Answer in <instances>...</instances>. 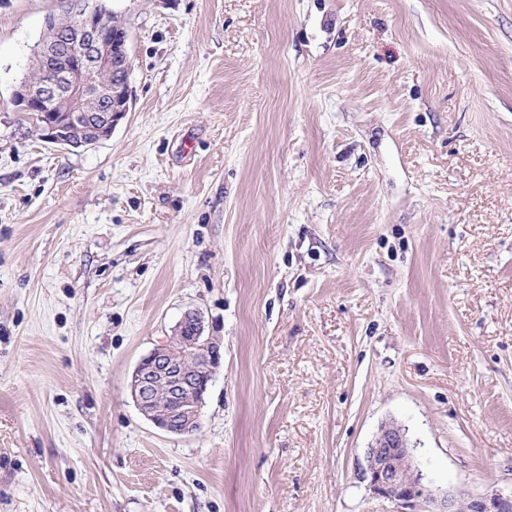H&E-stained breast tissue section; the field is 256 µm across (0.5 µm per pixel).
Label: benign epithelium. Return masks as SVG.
<instances>
[{
	"instance_id": "7a95c632",
	"label": "benign epithelium",
	"mask_w": 512,
	"mask_h": 512,
	"mask_svg": "<svg viewBox=\"0 0 512 512\" xmlns=\"http://www.w3.org/2000/svg\"><path fill=\"white\" fill-rule=\"evenodd\" d=\"M71 22L61 39L42 41L37 76L15 92L18 110L30 115L50 142L65 148L105 140L129 112V80L107 84L103 72L128 67L129 34L112 40V12L102 0H66ZM86 126L92 138L75 142L71 127ZM224 358L221 337L197 309L186 310L171 333L136 364L128 381L131 399L157 429L190 436L201 428V408ZM413 460L405 429L384 423L367 448L366 488L396 512H458L459 491L435 494L421 480H405L399 458ZM471 512H512V494L468 496Z\"/></svg>"
}]
</instances>
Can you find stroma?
Masks as SVG:
<instances>
[{
  "instance_id": "35a3bbf8",
  "label": "stroma",
  "mask_w": 512,
  "mask_h": 512,
  "mask_svg": "<svg viewBox=\"0 0 512 512\" xmlns=\"http://www.w3.org/2000/svg\"><path fill=\"white\" fill-rule=\"evenodd\" d=\"M130 110L66 150L14 104L60 0H0V512H395L512 492V0H107ZM191 436L127 384L184 310ZM401 457L409 463L414 457L406 431L395 421L386 422L366 451V488L372 496L391 502L396 512L458 511L461 491L435 494L422 484L421 476L414 483H407Z\"/></svg>"
}]
</instances>
